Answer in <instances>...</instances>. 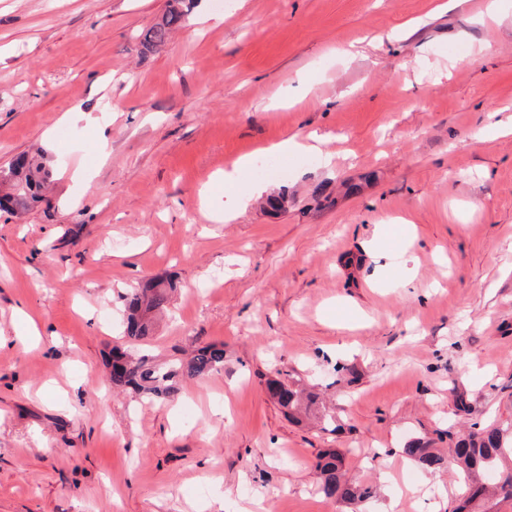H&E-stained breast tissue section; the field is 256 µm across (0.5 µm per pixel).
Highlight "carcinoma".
Returning <instances> with one entry per match:
<instances>
[{
	"label": "carcinoma",
	"instance_id": "1",
	"mask_svg": "<svg viewBox=\"0 0 512 512\" xmlns=\"http://www.w3.org/2000/svg\"><path fill=\"white\" fill-rule=\"evenodd\" d=\"M185 0H169L168 10L161 22L152 26L145 40L152 45L165 43L171 33L187 20ZM4 182L10 191L0 194V211L21 212L31 204L45 200L48 173L42 163L22 154L7 170ZM174 286L161 280H147L125 296L124 334L128 342L138 344L147 339L153 326L151 313L167 308ZM224 368V345L207 344L196 348L185 359H175L157 365L141 356L133 357L126 351L112 349L110 381L117 388H129L152 399L165 398L180 380L202 378ZM268 390L289 416L312 415L325 426L334 423V417L318 402V396L300 390L280 380L268 382ZM439 438H448L456 462L461 468L462 491L460 502L453 512H492L486 503L495 499L512 501V422L480 424L474 422L464 430L450 426L436 430ZM405 453L422 468L432 471L441 467L443 458L429 442L414 439L407 442ZM316 468L320 472V491L332 502L351 504L367 501L374 496L372 486L345 476L342 472V454L335 449L320 453Z\"/></svg>",
	"mask_w": 512,
	"mask_h": 512
}]
</instances>
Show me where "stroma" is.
<instances>
[{
  "label": "stroma",
  "instance_id": "35a3bbf8",
  "mask_svg": "<svg viewBox=\"0 0 512 512\" xmlns=\"http://www.w3.org/2000/svg\"><path fill=\"white\" fill-rule=\"evenodd\" d=\"M444 2L197 0L148 48L167 0H0V170L39 148L52 171L50 206L0 212V512H449L447 442L436 471L403 448L512 420V135L470 138L512 105V0L482 26ZM244 156L287 202L215 221ZM149 278L176 288L137 354L224 347L163 402L107 364ZM326 448L377 497L326 501ZM268 390L288 416L303 417L313 415L324 426L334 423V417L318 402V396L311 391L300 390L280 380L268 382Z\"/></svg>",
  "mask_w": 512,
  "mask_h": 512
}]
</instances>
